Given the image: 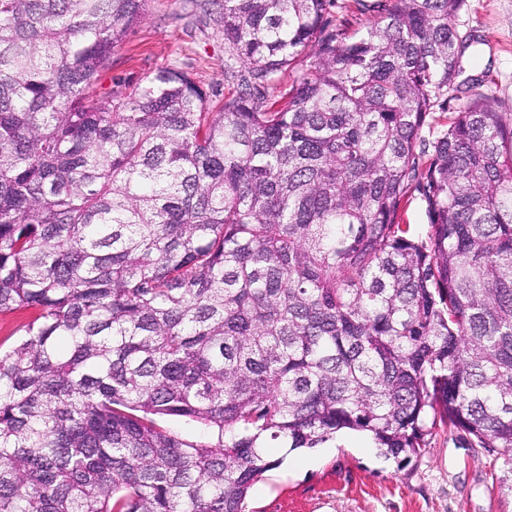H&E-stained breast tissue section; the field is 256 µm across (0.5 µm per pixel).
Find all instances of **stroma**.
Listing matches in <instances>:
<instances>
[{
	"instance_id": "obj_1",
	"label": "stroma",
	"mask_w": 512,
	"mask_h": 512,
	"mask_svg": "<svg viewBox=\"0 0 512 512\" xmlns=\"http://www.w3.org/2000/svg\"><path fill=\"white\" fill-rule=\"evenodd\" d=\"M221 12L222 0H149L145 19L101 72V90L174 67L190 73L211 103L222 102L237 84L224 73ZM453 24L473 38L463 64L484 75L481 93L512 112V0H466ZM508 469L446 428L402 469L377 449L331 441L267 471L244 512H512V492L498 482Z\"/></svg>"
}]
</instances>
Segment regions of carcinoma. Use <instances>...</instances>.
<instances>
[{"instance_id": "carcinoma-1", "label": "carcinoma", "mask_w": 512, "mask_h": 512, "mask_svg": "<svg viewBox=\"0 0 512 512\" xmlns=\"http://www.w3.org/2000/svg\"><path fill=\"white\" fill-rule=\"evenodd\" d=\"M465 2L224 0L213 106L176 68L100 92L147 0H0V313L36 312L0 512H244L269 449L347 430L512 464V112L462 77ZM337 24H344L348 32L354 37H359L366 32L367 27L372 20L370 14L351 13L336 10ZM341 21V22H340ZM466 101L465 95L458 93L455 87L448 88V94L438 100L431 117L427 119V125L422 130V136L427 140H433L443 129L442 125L446 124L451 112L458 111ZM410 201L405 208L404 219L407 224H413L417 234L425 239L429 231L426 204L417 192Z\"/></svg>"}]
</instances>
